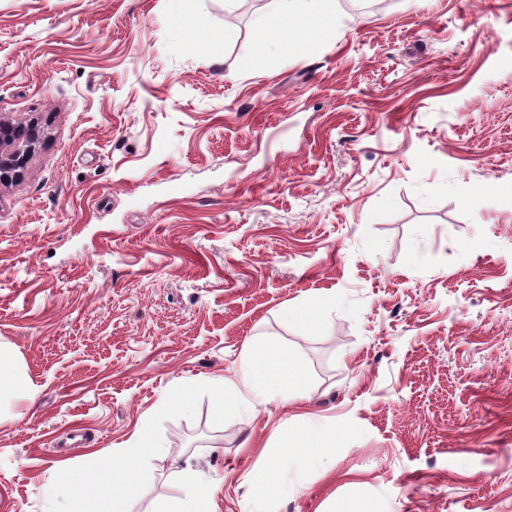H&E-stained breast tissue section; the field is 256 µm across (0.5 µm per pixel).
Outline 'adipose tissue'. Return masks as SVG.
<instances>
[{
    "label": "adipose tissue",
    "instance_id": "ef3b65f1",
    "mask_svg": "<svg viewBox=\"0 0 512 512\" xmlns=\"http://www.w3.org/2000/svg\"><path fill=\"white\" fill-rule=\"evenodd\" d=\"M322 38L336 35V0H274L271 9L255 20V36L268 49L270 62L285 51L300 53L308 46V35ZM31 380L9 346L0 343V405L16 395L30 393ZM216 409L224 406L251 407L253 402L281 400L295 402L307 397L308 377L281 344L269 341L247 350L246 367L234 395H227L223 383L210 386ZM159 443L150 424L124 447L99 452L94 463H79L54 469L50 493L55 497L76 496L88 490L93 496L111 498L112 512H130L139 494L142 468ZM185 486L183 496L156 499L150 512H211L214 488L191 470H180Z\"/></svg>",
    "mask_w": 512,
    "mask_h": 512
}]
</instances>
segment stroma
<instances>
[{"label":"stroma","mask_w":512,"mask_h":512,"mask_svg":"<svg viewBox=\"0 0 512 512\" xmlns=\"http://www.w3.org/2000/svg\"><path fill=\"white\" fill-rule=\"evenodd\" d=\"M245 4L186 32L170 0H0V118L44 130L0 187V343L36 387L0 412V512H68L54 468L146 422L132 512L182 468L212 512H512V0H336L340 38L273 69ZM266 339L309 400L217 414ZM314 426L332 450L253 498ZM195 385L183 386L174 396L166 401L162 408L166 412L187 414L192 410ZM285 474L280 465L269 468L252 475L249 480V492L252 497L266 498L280 491L285 485Z\"/></svg>","instance_id":"35a3bbf8"}]
</instances>
